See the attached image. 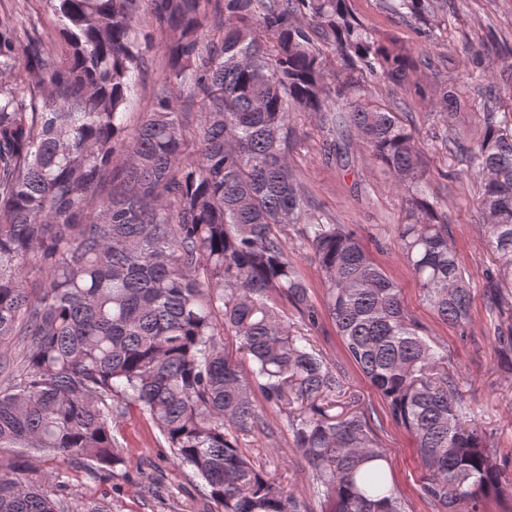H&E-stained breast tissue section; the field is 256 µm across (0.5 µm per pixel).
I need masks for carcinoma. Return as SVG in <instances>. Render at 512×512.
Wrapping results in <instances>:
<instances>
[{
	"label": "carcinoma",
	"mask_w": 512,
	"mask_h": 512,
	"mask_svg": "<svg viewBox=\"0 0 512 512\" xmlns=\"http://www.w3.org/2000/svg\"><path fill=\"white\" fill-rule=\"evenodd\" d=\"M57 42L26 0H0V346L18 347L0 379V512H112L70 502L51 457L113 478L115 420L137 409L216 512H301L242 432L281 417L305 458L322 512H407L371 412L343 376L292 334L328 318L348 358L408 431L427 498L460 512L512 490L502 457L465 405L458 373L401 288L357 233L316 210L288 165L290 113L348 124L405 194L393 246L422 301L448 326L472 322V293L448 218L427 195L420 151L399 113L365 102L351 77L327 91L331 52L393 85L415 64L378 42L348 0H46ZM429 0H392L420 17ZM173 38L155 39L149 25ZM212 38L200 45V31ZM168 60L153 112L126 107L136 76ZM198 97V117L177 100ZM341 118H336V115ZM448 143L471 164L483 227L498 254L490 304L512 346V108L486 105L476 133ZM304 225L321 305L288 252ZM238 338L239 355L224 349ZM266 407H259L256 394Z\"/></svg>",
	"instance_id": "1"
}]
</instances>
